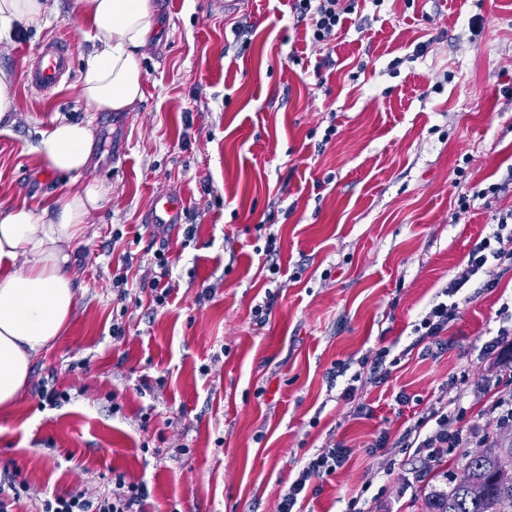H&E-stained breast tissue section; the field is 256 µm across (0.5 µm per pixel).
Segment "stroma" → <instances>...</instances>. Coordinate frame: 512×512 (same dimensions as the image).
<instances>
[{
	"label": "stroma",
	"mask_w": 512,
	"mask_h": 512,
	"mask_svg": "<svg viewBox=\"0 0 512 512\" xmlns=\"http://www.w3.org/2000/svg\"><path fill=\"white\" fill-rule=\"evenodd\" d=\"M293 5L156 0L145 95L122 113H88L76 96L92 50L76 0L0 40L17 89L0 121V209L70 189L34 151L58 114L91 120L81 180L108 190L78 248L70 322L0 409V474L29 487L14 512L45 492L102 494L118 473L146 485L142 512H278L309 457L339 442L350 456L301 512H427L500 436L492 405L512 386L484 346L512 306V265L492 267L494 288L468 290L447 350L426 357L411 343L475 240L512 208V0H356L319 47ZM53 37L69 43L71 72L38 94L25 71ZM493 183L504 191L483 196ZM166 194L185 209L164 231L148 216ZM159 249L175 283L162 309L141 291ZM382 347L401 357L385 378L360 366ZM145 375L156 384L142 394ZM50 377L70 401L40 406ZM449 394L464 415L456 444L433 456L398 447Z\"/></svg>",
	"instance_id": "35a3bbf8"
}]
</instances>
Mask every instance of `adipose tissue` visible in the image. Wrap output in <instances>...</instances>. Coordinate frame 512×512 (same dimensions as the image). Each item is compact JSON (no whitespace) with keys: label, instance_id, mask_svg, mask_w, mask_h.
I'll return each instance as SVG.
<instances>
[{"label":"adipose tissue","instance_id":"adipose-tissue-1","mask_svg":"<svg viewBox=\"0 0 512 512\" xmlns=\"http://www.w3.org/2000/svg\"><path fill=\"white\" fill-rule=\"evenodd\" d=\"M55 0H0V38L41 27ZM93 49L78 83L90 112H125L144 97L140 58L156 22L154 0H77ZM93 145L89 124L58 116L34 148L46 171L79 178ZM107 194L98 183L57 195L46 205L0 211V407L14 404L33 362L68 325L77 297L70 275L87 218Z\"/></svg>","mask_w":512,"mask_h":512}]
</instances>
